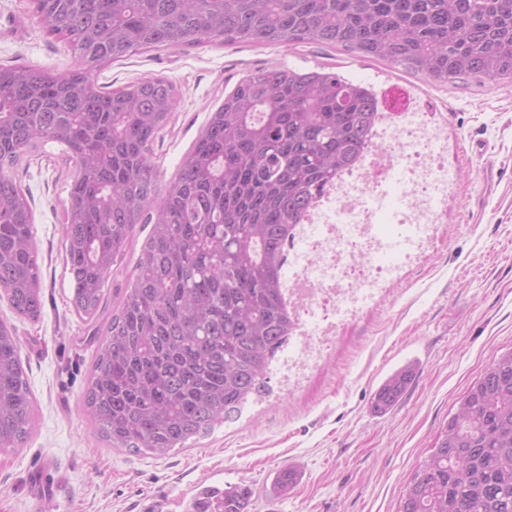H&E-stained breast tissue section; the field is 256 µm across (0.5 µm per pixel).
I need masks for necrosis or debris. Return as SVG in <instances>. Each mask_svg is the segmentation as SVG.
<instances>
[{
    "label": "necrosis or debris",
    "mask_w": 512,
    "mask_h": 512,
    "mask_svg": "<svg viewBox=\"0 0 512 512\" xmlns=\"http://www.w3.org/2000/svg\"><path fill=\"white\" fill-rule=\"evenodd\" d=\"M415 91L381 93L372 146L297 224L282 266L292 344L277 366L283 391H299L348 317L376 305L439 236L454 178L448 125L423 112ZM390 215L392 233L377 226Z\"/></svg>",
    "instance_id": "4bbe7bcc"
}]
</instances>
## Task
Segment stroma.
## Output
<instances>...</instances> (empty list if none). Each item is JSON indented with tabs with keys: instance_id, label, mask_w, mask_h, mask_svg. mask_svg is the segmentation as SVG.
<instances>
[{
	"instance_id": "35a3bbf8",
	"label": "stroma",
	"mask_w": 512,
	"mask_h": 512,
	"mask_svg": "<svg viewBox=\"0 0 512 512\" xmlns=\"http://www.w3.org/2000/svg\"><path fill=\"white\" fill-rule=\"evenodd\" d=\"M0 64L76 67L29 0H0ZM266 67L333 70L374 88L401 82L448 121L455 188L444 232L375 306L343 322L321 368L284 395L276 378L239 415L163 454L115 449L83 407L99 346L70 302L62 203L68 170L48 144L17 178L29 193L43 277L38 321L13 314L36 404V425L0 453V512H190L204 487L249 485L247 512H398L405 485L459 401L491 361L512 348V84L439 83L317 44L292 48L218 42L141 51L112 62L95 83L113 89L170 80L177 103L154 146L170 183L211 112L246 74ZM416 372L389 411L373 410L380 383L407 363ZM292 470L296 481L273 480Z\"/></svg>"
}]
</instances>
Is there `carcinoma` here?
<instances>
[{
    "mask_svg": "<svg viewBox=\"0 0 512 512\" xmlns=\"http://www.w3.org/2000/svg\"><path fill=\"white\" fill-rule=\"evenodd\" d=\"M68 70L0 66V295L43 312L33 215L15 171L49 143L70 176L63 250L71 304L99 321L103 290L139 224L132 282L100 321L83 404L114 448H183L265 391L288 343L285 245L317 196L353 166L378 117L372 92L333 71L261 69L211 113L176 178L151 160L176 105L154 77L104 91L96 74L147 49L219 41L317 43L435 82H512V0H31ZM416 371L373 399L390 410ZM35 402L14 327L0 320V452L30 436ZM247 485L200 493L192 512H246ZM399 512H512V350L470 386L407 484Z\"/></svg>",
    "mask_w": 512,
    "mask_h": 512,
    "instance_id": "carcinoma-1",
    "label": "carcinoma"
}]
</instances>
